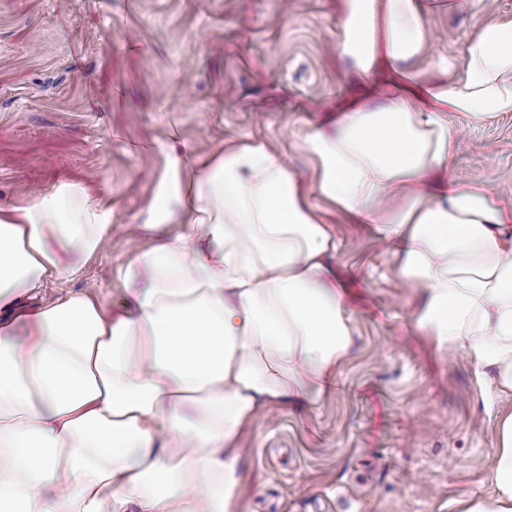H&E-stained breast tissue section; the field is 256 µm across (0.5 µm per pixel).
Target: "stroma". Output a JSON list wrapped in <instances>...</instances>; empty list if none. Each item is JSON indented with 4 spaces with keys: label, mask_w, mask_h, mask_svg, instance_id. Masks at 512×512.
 Returning a JSON list of instances; mask_svg holds the SVG:
<instances>
[{
    "label": "stroma",
    "mask_w": 512,
    "mask_h": 512,
    "mask_svg": "<svg viewBox=\"0 0 512 512\" xmlns=\"http://www.w3.org/2000/svg\"><path fill=\"white\" fill-rule=\"evenodd\" d=\"M341 0H0V204L65 180L94 183L113 209L105 252L70 281L96 283L107 312L124 295L112 265L140 221L165 157L184 141L206 157L261 140L304 187L319 170L301 146L348 105L373 111L382 74L338 49ZM512 19V0H474L431 18L412 61L432 81L459 73L476 22ZM448 173L491 194L512 175V112L448 115ZM339 242L329 260L355 335L336 388L308 407L270 406L239 441L236 512H456L485 495L495 417L511 401L480 385L463 354L416 325L418 291L371 225L315 200Z\"/></svg>",
    "instance_id": "1"
}]
</instances>
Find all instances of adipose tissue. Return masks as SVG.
I'll use <instances>...</instances> for the list:
<instances>
[{
	"mask_svg": "<svg viewBox=\"0 0 512 512\" xmlns=\"http://www.w3.org/2000/svg\"><path fill=\"white\" fill-rule=\"evenodd\" d=\"M443 0H342L339 48L364 75L391 69V106L346 111L311 131L324 201L375 225L420 287L416 323L478 379L512 396V204L447 171V115L512 112V19L479 25L461 75L436 84L408 68ZM142 213L146 246L114 276L122 312L87 291L20 307L69 259L99 254L112 207L80 182L0 206V512H233L237 441L270 404L312 405L354 336L326 257L336 249L307 193L262 141L196 159L165 149ZM401 197L404 209L386 213ZM484 498L460 512H512V409Z\"/></svg>",
	"mask_w": 512,
	"mask_h": 512,
	"instance_id": "adipose-tissue-1",
	"label": "adipose tissue"
}]
</instances>
